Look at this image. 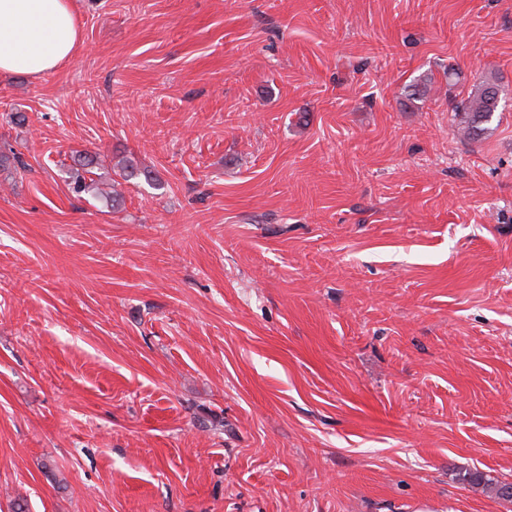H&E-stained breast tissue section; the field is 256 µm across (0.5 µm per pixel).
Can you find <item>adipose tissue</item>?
<instances>
[{"mask_svg": "<svg viewBox=\"0 0 512 512\" xmlns=\"http://www.w3.org/2000/svg\"><path fill=\"white\" fill-rule=\"evenodd\" d=\"M72 0H0V74L40 78L79 45Z\"/></svg>", "mask_w": 512, "mask_h": 512, "instance_id": "obj_1", "label": "adipose tissue"}]
</instances>
